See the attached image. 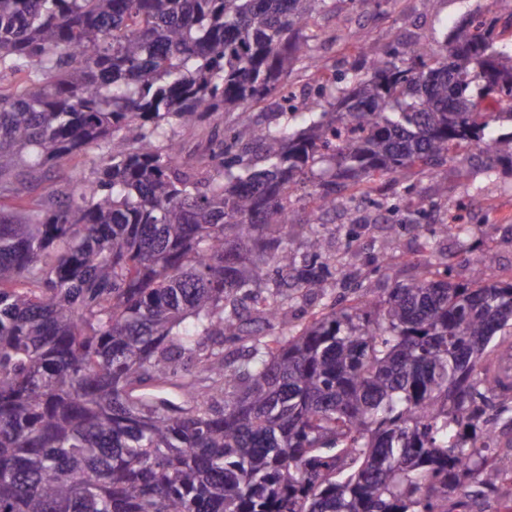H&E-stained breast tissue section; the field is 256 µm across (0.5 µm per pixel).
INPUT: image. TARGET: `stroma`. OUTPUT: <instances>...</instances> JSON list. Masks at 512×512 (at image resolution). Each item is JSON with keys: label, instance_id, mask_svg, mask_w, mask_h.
Returning a JSON list of instances; mask_svg holds the SVG:
<instances>
[{"label": "stroma", "instance_id": "stroma-1", "mask_svg": "<svg viewBox=\"0 0 512 512\" xmlns=\"http://www.w3.org/2000/svg\"><path fill=\"white\" fill-rule=\"evenodd\" d=\"M492 9L491 0H338L335 14L324 22L317 56L322 65L344 72L353 47L367 36L384 53L408 37L442 53L456 23ZM461 203L470 212L465 232L457 239L443 236L439 225ZM329 229L322 256L332 273L329 295L298 296L289 303L285 322L256 317L253 328L269 335L285 326L299 330L312 310L350 305L360 282L383 296L428 271L456 283L468 281L477 265L490 279L511 277L512 158L502 157L490 173L481 162L464 171L453 163L435 174L414 169L396 185L382 184L375 195L346 194L336 204ZM423 249L428 261L414 260Z\"/></svg>", "mask_w": 512, "mask_h": 512}]
</instances>
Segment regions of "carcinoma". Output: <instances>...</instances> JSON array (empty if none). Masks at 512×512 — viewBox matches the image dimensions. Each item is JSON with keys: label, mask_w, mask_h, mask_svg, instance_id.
Here are the masks:
<instances>
[{"label": "carcinoma", "mask_w": 512, "mask_h": 512, "mask_svg": "<svg viewBox=\"0 0 512 512\" xmlns=\"http://www.w3.org/2000/svg\"><path fill=\"white\" fill-rule=\"evenodd\" d=\"M337 0H0V512H442L473 478L512 503L478 399L512 350V279L365 287L298 333L250 336L327 266L292 250L353 189L437 169L454 146L512 152V53L472 14L447 53L375 43L289 111L246 115L303 64ZM242 112L207 165L163 125ZM106 149L86 183L44 169ZM315 181V206L292 198ZM284 277L267 287V270ZM170 385L188 397L162 396Z\"/></svg>", "instance_id": "1"}]
</instances>
